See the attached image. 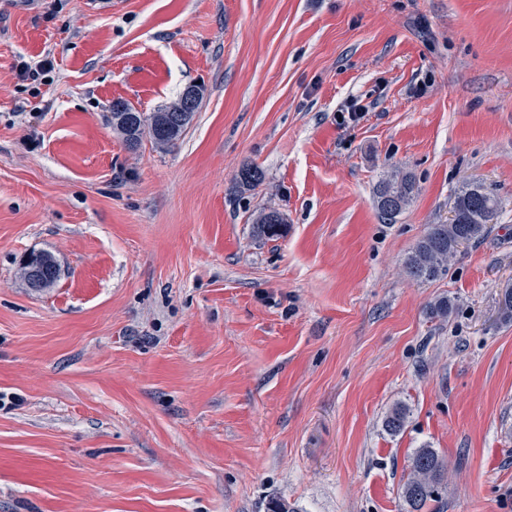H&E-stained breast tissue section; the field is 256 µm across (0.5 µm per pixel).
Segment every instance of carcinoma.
Here are the masks:
<instances>
[{"instance_id": "1", "label": "carcinoma", "mask_w": 512, "mask_h": 512, "mask_svg": "<svg viewBox=\"0 0 512 512\" xmlns=\"http://www.w3.org/2000/svg\"><path fill=\"white\" fill-rule=\"evenodd\" d=\"M183 96L155 112H138L125 99L112 102V130L119 133L128 148H138L147 138L159 148L172 147L181 139L192 123L199 105L189 112L182 111ZM237 179L252 190L260 185L265 175L258 166L247 163L241 167ZM418 187L415 179L402 172H394L378 182L375 207L386 224L396 218L413 201ZM453 209L456 219L446 224H431L417 241L405 260V272L414 280H437L448 274L460 246L474 242L485 235L489 225L497 223L498 207L493 191L481 183H473L455 196ZM255 233L275 240L286 234L288 222L275 209L261 210L253 218ZM39 264L38 282L41 288L52 287L60 276L54 257L45 252L36 253ZM430 314L445 319L452 312V302L446 296L429 303ZM407 411L402 406L393 408L385 417L386 432L397 435L403 431ZM446 465L432 448H419L411 461V475L404 483L402 496L410 512H422L431 501L439 499Z\"/></svg>"}]
</instances>
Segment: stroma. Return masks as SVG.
<instances>
[{"instance_id": "35a3bbf8", "label": "stroma", "mask_w": 512, "mask_h": 512, "mask_svg": "<svg viewBox=\"0 0 512 512\" xmlns=\"http://www.w3.org/2000/svg\"><path fill=\"white\" fill-rule=\"evenodd\" d=\"M191 84L176 146L113 132L114 99ZM395 169L418 192L386 224ZM470 182L497 224L411 279ZM509 288L512 0H0V512H407L423 446L427 512H512ZM418 187L415 179L402 172L384 176L378 182L375 191V207L386 224L396 222V218L413 201ZM255 233L275 240L286 234L288 222L283 213L275 209L261 210L253 218ZM30 255H36L39 259V276L37 280L41 286L36 287L34 285L33 278L27 275L23 262L20 267V276L22 280L25 282L28 288H32L36 291L52 287L60 276V270L54 257L51 254L45 252L31 253ZM411 475L402 496L409 511L422 512L430 501L439 499L446 465L433 448H418L411 461Z\"/></svg>"}]
</instances>
